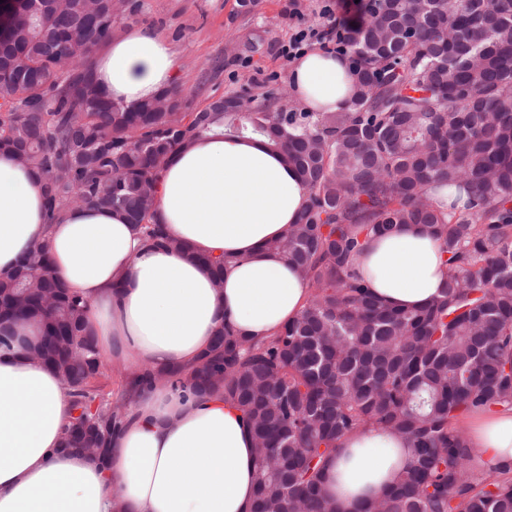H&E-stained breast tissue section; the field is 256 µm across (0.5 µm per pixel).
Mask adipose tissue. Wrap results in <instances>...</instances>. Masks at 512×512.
Wrapping results in <instances>:
<instances>
[{
  "label": "adipose tissue",
  "mask_w": 512,
  "mask_h": 512,
  "mask_svg": "<svg viewBox=\"0 0 512 512\" xmlns=\"http://www.w3.org/2000/svg\"><path fill=\"white\" fill-rule=\"evenodd\" d=\"M90 68L113 102L134 107L172 85L176 56L158 31L134 25L96 52ZM347 56L311 50L290 67L300 112L349 105ZM307 189L259 137L220 133L174 152L158 180L159 221L190 254L150 246L109 212L68 209L47 223L43 182L0 151V274L46 247L67 290L88 304L87 331L100 354L133 373L193 367L225 324L239 336H272L305 307L310 288L266 244L296 223ZM232 256L222 286L195 257ZM441 241L408 225L371 238L355 257L375 296L395 308L430 303L448 273ZM75 410L61 378L21 347L0 349V512H251L254 443L242 411L223 392L181 393L156 383L134 394L113 434L107 464L66 449ZM478 471L512 468V408L473 414ZM324 490L356 512L382 497L412 456L387 432L342 443Z\"/></svg>",
  "instance_id": "obj_1"
}]
</instances>
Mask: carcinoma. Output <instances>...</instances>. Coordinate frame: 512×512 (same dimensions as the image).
I'll return each mask as SVG.
<instances>
[{"instance_id": "1", "label": "carcinoma", "mask_w": 512, "mask_h": 512, "mask_svg": "<svg viewBox=\"0 0 512 512\" xmlns=\"http://www.w3.org/2000/svg\"><path fill=\"white\" fill-rule=\"evenodd\" d=\"M24 4L0 28V149L44 186L51 224L70 207L111 210L156 247L157 174L173 151L222 131L264 137L307 202L268 243L312 288L299 317L261 340L224 325L189 372L143 373L177 391L223 387L256 449L252 512H339L323 492L340 443L375 429L412 449L389 492L360 512H512V478L476 472L464 418L512 408V0H372L336 31L352 54L350 108L276 112L230 94L182 111L181 90L134 108L90 92L89 59L121 32L108 0ZM416 224L442 241L448 275L418 309L381 303L353 266L370 237ZM43 247L0 276V329L49 319L35 350L60 369L77 417L66 448L105 456L123 409L92 384L102 363Z\"/></svg>"}]
</instances>
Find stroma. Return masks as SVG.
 Instances as JSON below:
<instances>
[{
    "label": "stroma",
    "mask_w": 512,
    "mask_h": 512,
    "mask_svg": "<svg viewBox=\"0 0 512 512\" xmlns=\"http://www.w3.org/2000/svg\"><path fill=\"white\" fill-rule=\"evenodd\" d=\"M298 2L296 14L287 7ZM124 26L160 30L179 65L174 83L183 109L195 112L233 92L277 96L289 87L283 51L301 28L319 27L332 0H259L255 12L240 15L237 0H133Z\"/></svg>",
    "instance_id": "35a3bbf8"
}]
</instances>
